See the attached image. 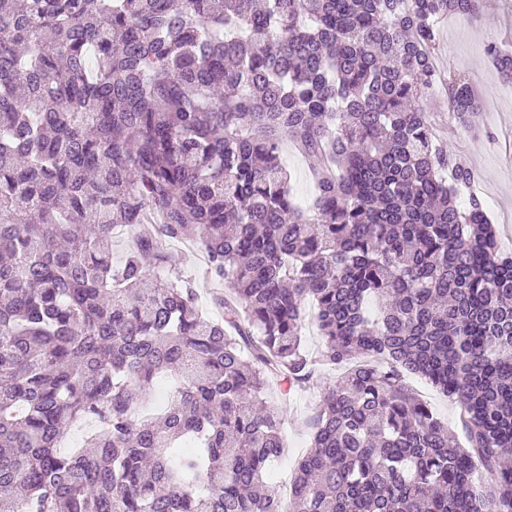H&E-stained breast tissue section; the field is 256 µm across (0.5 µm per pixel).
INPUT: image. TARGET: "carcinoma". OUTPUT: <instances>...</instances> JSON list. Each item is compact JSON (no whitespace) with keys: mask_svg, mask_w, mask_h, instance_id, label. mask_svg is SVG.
<instances>
[{"mask_svg":"<svg viewBox=\"0 0 512 512\" xmlns=\"http://www.w3.org/2000/svg\"><path fill=\"white\" fill-rule=\"evenodd\" d=\"M482 7L0 0V512H512V254L478 198L458 206L472 173L415 102L438 17ZM448 110L470 126L469 83ZM284 137L313 164L308 214ZM170 239L198 241L224 320ZM310 308L344 375L285 501L265 393L310 377ZM407 373L459 404L466 445Z\"/></svg>","mask_w":512,"mask_h":512,"instance_id":"cac0c4a2","label":"carcinoma"}]
</instances>
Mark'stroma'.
I'll return each mask as SVG.
<instances>
[{"instance_id": "35a3bbf8", "label": "stroma", "mask_w": 512, "mask_h": 512, "mask_svg": "<svg viewBox=\"0 0 512 512\" xmlns=\"http://www.w3.org/2000/svg\"><path fill=\"white\" fill-rule=\"evenodd\" d=\"M480 18L444 16L438 21L435 56L440 79L461 77L470 83L480 98V111L472 128L466 129L448 119V100L444 91L429 95L423 107L434 122L436 137L447 144L474 172L470 191L461 192L460 203L477 196L498 229L501 248L512 253V223L503 221L512 214V79H504L489 62L485 48L490 37L512 40V0H484ZM282 166L291 175V190L301 206H309L315 194V178L308 159L290 142L280 149ZM166 251L173 267L190 280L196 290V304L214 319H221L212 299L221 285L210 274L207 258L192 241H173ZM337 378L336 370L316 367L306 387L288 395L271 393L270 402L279 411L288 452L274 463L268 484L279 495H286L298 462L311 446L312 421L317 406ZM408 387L431 405L439 418L456 436L464 428L451 401L420 376L406 375Z\"/></svg>"}]
</instances>
